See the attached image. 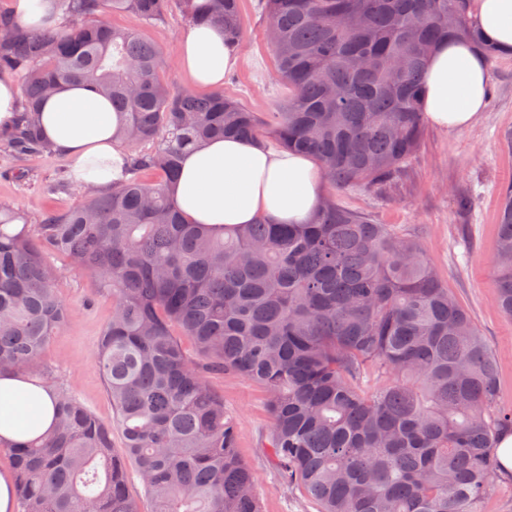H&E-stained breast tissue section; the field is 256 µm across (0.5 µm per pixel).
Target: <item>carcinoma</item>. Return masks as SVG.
<instances>
[{"label":"carcinoma","instance_id":"obj_1","mask_svg":"<svg viewBox=\"0 0 512 512\" xmlns=\"http://www.w3.org/2000/svg\"><path fill=\"white\" fill-rule=\"evenodd\" d=\"M286 104L262 115L218 90L178 91L162 56L108 17L146 24L175 7L237 47L239 0H51L68 32L34 33L0 13V72L21 82L17 122L0 139L17 154L48 148L37 117L77 85L123 116V180L31 227L0 202V372L39 364L69 320L54 283L60 253L112 294L95 359L112 401L103 420L60 384L56 426L20 445L17 512H262L238 431L207 373L262 386L269 456L281 481L321 512H477L500 477L495 448L512 410L494 406L492 354L420 245L333 197L306 224L187 222L167 190L183 152L210 138H274L312 155L335 189L389 179L421 145L420 98L431 51L456 37L492 60L469 0H260ZM152 170L160 182L141 174ZM497 303L512 316V184L501 190ZM193 341L197 359L180 337ZM387 378L366 395L368 371ZM123 436L116 451L112 430Z\"/></svg>","mask_w":512,"mask_h":512}]
</instances>
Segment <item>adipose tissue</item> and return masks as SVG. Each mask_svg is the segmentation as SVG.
<instances>
[{
    "instance_id": "obj_1",
    "label": "adipose tissue",
    "mask_w": 512,
    "mask_h": 512,
    "mask_svg": "<svg viewBox=\"0 0 512 512\" xmlns=\"http://www.w3.org/2000/svg\"><path fill=\"white\" fill-rule=\"evenodd\" d=\"M472 17L484 39L512 52V0H475ZM237 53L221 30L189 27L180 38V67L192 86L223 85ZM487 62L467 41L439 44L425 71L421 108L448 131L472 127L488 100ZM119 118L105 98L82 87L58 90L43 104L39 122L52 149L71 162L81 186L111 188L123 177L127 155L112 134ZM177 208L194 224H303L319 206L323 182L317 163L258 140L219 139L190 147L178 181L169 189ZM51 386L15 371L0 374V439L21 441L53 425Z\"/></svg>"
}]
</instances>
